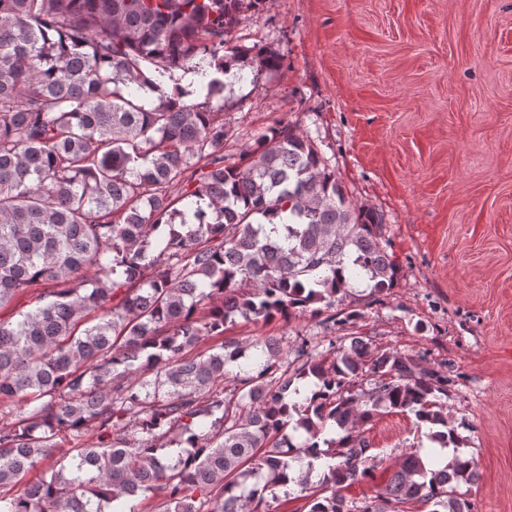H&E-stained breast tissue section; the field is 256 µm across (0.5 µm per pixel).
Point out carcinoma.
<instances>
[{
	"label": "carcinoma",
	"mask_w": 512,
	"mask_h": 512,
	"mask_svg": "<svg viewBox=\"0 0 512 512\" xmlns=\"http://www.w3.org/2000/svg\"><path fill=\"white\" fill-rule=\"evenodd\" d=\"M261 2L0 0V512H144L159 489L158 512H279L291 484L307 512H474L459 453L408 448L376 495L342 493L386 461L365 436L384 413L461 444L448 370L347 332L358 289L399 276L382 216L308 133L231 162L224 113L164 90L284 67L231 42ZM305 315L342 335L224 339Z\"/></svg>",
	"instance_id": "obj_1"
}]
</instances>
